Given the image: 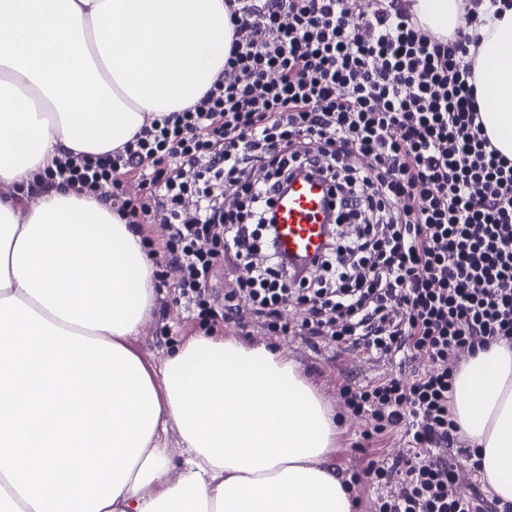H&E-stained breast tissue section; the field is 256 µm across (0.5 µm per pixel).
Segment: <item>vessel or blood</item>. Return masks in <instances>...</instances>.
<instances>
[{
	"mask_svg": "<svg viewBox=\"0 0 512 512\" xmlns=\"http://www.w3.org/2000/svg\"><path fill=\"white\" fill-rule=\"evenodd\" d=\"M326 187L318 180H299L277 202V249L303 260L319 251L324 240Z\"/></svg>",
	"mask_w": 512,
	"mask_h": 512,
	"instance_id": "1",
	"label": "vessel or blood"
}]
</instances>
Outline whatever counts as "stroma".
<instances>
[{
    "mask_svg": "<svg viewBox=\"0 0 512 512\" xmlns=\"http://www.w3.org/2000/svg\"><path fill=\"white\" fill-rule=\"evenodd\" d=\"M201 334L233 337L245 343H264L299 364L308 381L342 419L336 443L326 458L327 465L340 474H348L375 456L392 458L401 453L403 445L396 439H388L379 446L364 440L362 420L343 407L338 395L340 383L350 374L363 381L403 375L404 368L398 361L369 359L356 351L271 332L251 324L236 321L213 324L191 318L170 288L156 293L154 311L138 336L132 337L131 343L149 364L158 367L173 349Z\"/></svg>",
    "mask_w": 512,
    "mask_h": 512,
    "instance_id": "35a3bbf8",
    "label": "stroma"
}]
</instances>
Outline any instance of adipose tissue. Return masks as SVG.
I'll return each mask as SVG.
<instances>
[{"label": "adipose tissue", "instance_id": "obj_1", "mask_svg": "<svg viewBox=\"0 0 512 512\" xmlns=\"http://www.w3.org/2000/svg\"><path fill=\"white\" fill-rule=\"evenodd\" d=\"M433 34L469 17L490 140L512 159V7L407 0ZM224 0H0V187L68 153L122 146L193 105L224 68ZM0 198V512H352L325 464L334 412L266 344L197 336L162 368L128 339L153 263L109 204L38 187ZM453 414L512 501V350L462 364ZM187 456L176 481L169 433Z\"/></svg>", "mask_w": 512, "mask_h": 512}]
</instances>
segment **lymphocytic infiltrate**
Masks as SVG:
<instances>
[{
    "label": "lymphocytic infiltrate",
    "instance_id": "f902f5d3",
    "mask_svg": "<svg viewBox=\"0 0 512 512\" xmlns=\"http://www.w3.org/2000/svg\"><path fill=\"white\" fill-rule=\"evenodd\" d=\"M233 36L224 69L192 106L153 119L121 148L70 153L36 177L111 204L131 227L161 222L158 265L197 317L273 329L291 295L305 312L291 334L370 357L421 363L339 388L371 424L400 432L404 451L352 473L380 488L373 512H512L490 487L461 494L451 450L469 452L450 407L462 357L512 347V160L488 138L472 44L441 41L401 0H224ZM329 186L335 224L314 283L277 254L274 200L295 175ZM137 179L143 192L124 185ZM264 246L268 260L251 254ZM238 293L216 302L220 266ZM252 302L243 309L237 294Z\"/></svg>",
    "mask_w": 512,
    "mask_h": 512
}]
</instances>
